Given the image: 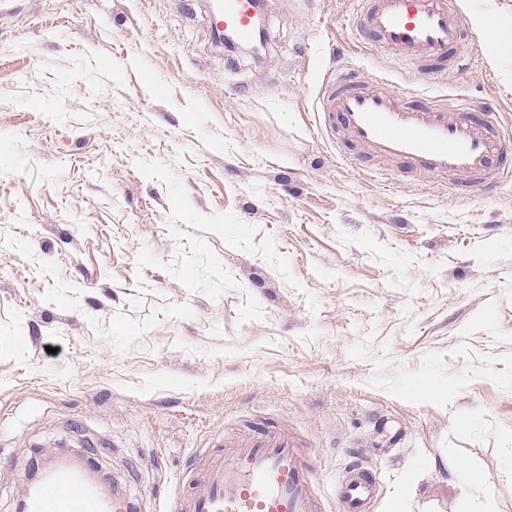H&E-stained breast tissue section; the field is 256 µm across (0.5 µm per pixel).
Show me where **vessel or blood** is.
I'll return each instance as SVG.
<instances>
[{
	"instance_id": "b4317fda",
	"label": "vessel or blood",
	"mask_w": 512,
	"mask_h": 512,
	"mask_svg": "<svg viewBox=\"0 0 512 512\" xmlns=\"http://www.w3.org/2000/svg\"><path fill=\"white\" fill-rule=\"evenodd\" d=\"M263 0H213L210 27L237 48L256 43ZM354 24L361 49L380 51L417 66L431 77L458 66L469 39L453 0H359ZM410 89L367 84L354 71L336 68L324 79L318 104L321 134L364 150L383 162L488 191L511 177L497 160L502 135L491 130L468 102L455 111L416 104ZM187 489L175 494L169 512H326L316 488V469L287 431L225 445L202 473L189 474ZM380 482L354 463L337 479L336 512H374ZM25 512H135L132 500L107 491L87 467L62 459L42 471L24 492Z\"/></svg>"
}]
</instances>
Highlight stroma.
<instances>
[{
    "instance_id": "stroma-1",
    "label": "stroma",
    "mask_w": 512,
    "mask_h": 512,
    "mask_svg": "<svg viewBox=\"0 0 512 512\" xmlns=\"http://www.w3.org/2000/svg\"><path fill=\"white\" fill-rule=\"evenodd\" d=\"M267 3L256 56L210 0H0V512L62 448L165 512L279 425L325 500L358 457L375 512H512V180H370L316 114L342 65L512 133V56L478 31L427 83L360 52L354 0ZM448 471L463 488L479 489L484 485V476L477 468L460 466L456 461L448 459Z\"/></svg>"
}]
</instances>
